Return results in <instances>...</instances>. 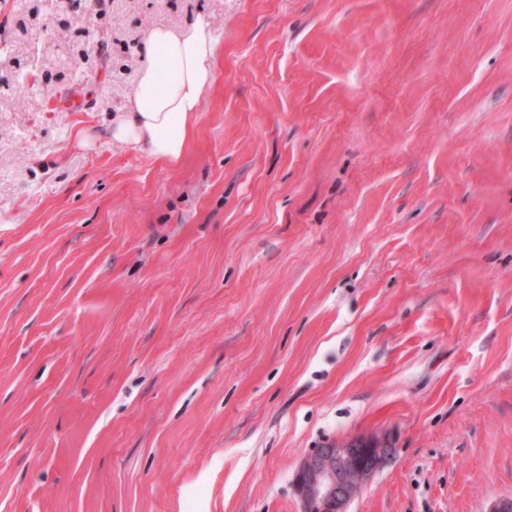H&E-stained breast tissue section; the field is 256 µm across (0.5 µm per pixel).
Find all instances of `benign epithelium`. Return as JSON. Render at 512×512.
Returning a JSON list of instances; mask_svg holds the SVG:
<instances>
[{
  "mask_svg": "<svg viewBox=\"0 0 512 512\" xmlns=\"http://www.w3.org/2000/svg\"><path fill=\"white\" fill-rule=\"evenodd\" d=\"M392 452L383 438L359 437L308 453L293 475L299 512H350L355 496Z\"/></svg>",
  "mask_w": 512,
  "mask_h": 512,
  "instance_id": "benign-epithelium-1",
  "label": "benign epithelium"
}]
</instances>
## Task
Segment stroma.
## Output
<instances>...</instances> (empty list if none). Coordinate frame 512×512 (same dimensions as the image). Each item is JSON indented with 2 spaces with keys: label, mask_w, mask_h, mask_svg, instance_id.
<instances>
[{
  "label": "stroma",
  "mask_w": 512,
  "mask_h": 512,
  "mask_svg": "<svg viewBox=\"0 0 512 512\" xmlns=\"http://www.w3.org/2000/svg\"><path fill=\"white\" fill-rule=\"evenodd\" d=\"M63 8L0 0V512H297L364 435L351 512L512 495V0ZM200 15L181 162L80 147ZM387 440L359 437L305 455L294 471L299 512H350L362 486L393 452Z\"/></svg>",
  "instance_id": "stroma-1"
}]
</instances>
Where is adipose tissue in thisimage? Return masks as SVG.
<instances>
[{"instance_id": "obj_1", "label": "adipose tissue", "mask_w": 512, "mask_h": 512, "mask_svg": "<svg viewBox=\"0 0 512 512\" xmlns=\"http://www.w3.org/2000/svg\"><path fill=\"white\" fill-rule=\"evenodd\" d=\"M217 44L202 16L176 31L151 30L133 96L122 112L112 116L105 138L163 163L178 164L213 81Z\"/></svg>"}]
</instances>
